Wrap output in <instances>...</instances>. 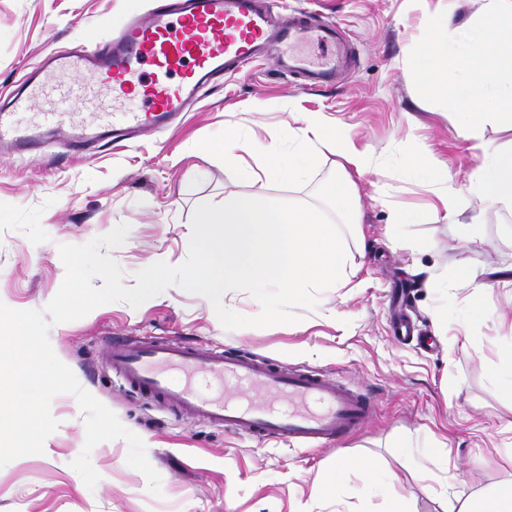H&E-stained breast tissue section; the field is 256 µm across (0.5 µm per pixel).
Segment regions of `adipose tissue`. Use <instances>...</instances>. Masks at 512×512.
Instances as JSON below:
<instances>
[{
	"label": "adipose tissue",
	"mask_w": 512,
	"mask_h": 512,
	"mask_svg": "<svg viewBox=\"0 0 512 512\" xmlns=\"http://www.w3.org/2000/svg\"><path fill=\"white\" fill-rule=\"evenodd\" d=\"M489 2L488 14L473 41L449 39L451 17H436L417 67L440 72L441 80L431 84V91L450 93L460 107L458 136L480 159L468 177L466 193L483 203L512 206V146L492 144L482 135L486 124L512 112V0ZM200 149L223 157L225 164L235 166L246 177L288 183L304 180L324 153L336 155L341 178L332 197L337 212L349 224L357 221L350 206L353 179L370 173L373 167L366 149L358 146L345 128L331 125L325 116L307 112L301 114L298 126L287 127L276 142L261 143L233 127L225 130L222 138L201 143ZM344 472L356 474L366 486L381 479L373 463L343 455L337 458L335 468L319 475L326 495H335L338 476ZM438 493L448 504L446 512H512V480L477 495L444 486Z\"/></svg>",
	"instance_id": "1"
}]
</instances>
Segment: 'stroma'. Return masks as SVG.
Listing matches in <instances>:
<instances>
[{"label":"stroma","instance_id":"35a3bbf8","mask_svg":"<svg viewBox=\"0 0 512 512\" xmlns=\"http://www.w3.org/2000/svg\"><path fill=\"white\" fill-rule=\"evenodd\" d=\"M151 0H0V92L49 51L116 35ZM488 0H283L282 23L311 12L339 27L341 49L308 43L313 62L336 60V83L314 87L271 47L244 72L225 75L182 116L174 129L140 136L77 160L52 143L46 158L0 156V302L41 310L60 289L63 244H84L121 223L125 244L113 251L123 282L156 257L182 264L189 254L191 216L203 203L241 194L311 203L337 173L323 155L301 183L248 180L223 158L198 150L225 125L265 140L281 137L300 112H319L342 125L371 154L372 173L356 179L351 204L359 224L344 230L347 267L358 268L347 293L329 288L314 308L293 307L295 324L225 330L212 303L180 288L134 308L100 306L85 317L53 325L50 344L83 389L139 435L162 478L161 495L127 462L128 445L99 444L91 462L100 476L87 488L72 468L85 441L76 398L51 402L59 426L44 452L0 468V512H381L384 485L366 488L342 476L336 499L314 486L320 470L336 466L338 451L375 461L415 512H444L407 467L396 437L445 440L448 458L435 478L455 477L468 492L512 478L497 449L512 446V394L499 379L500 354L512 346V208L482 211L460 195L449 221L435 187L407 181L408 159L429 155L449 182L463 186L476 158L457 137L459 115L448 97L433 96L416 61L434 16L455 25L479 20ZM262 111L255 112L251 103ZM408 215L404 224L394 212ZM481 223H471L474 214ZM486 285L475 293L466 277ZM403 312L425 336L422 344L394 339ZM178 339L203 349L241 348L286 367H313L375 391L377 414L362 432L320 450L238 436L207 422L172 414L130 391L107 363L104 341Z\"/></svg>","mask_w":512,"mask_h":512}]
</instances>
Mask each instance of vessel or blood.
<instances>
[{
	"label": "vessel or blood",
	"instance_id": "b4317fda",
	"mask_svg": "<svg viewBox=\"0 0 512 512\" xmlns=\"http://www.w3.org/2000/svg\"><path fill=\"white\" fill-rule=\"evenodd\" d=\"M277 42L335 43L305 14L275 29L259 0H154L147 16L93 50L50 53L0 104V154L79 153L128 134L164 130L208 85ZM108 361L131 387L183 415L304 449L342 441L368 422L373 397L312 368L283 367L175 341L115 339Z\"/></svg>",
	"mask_w": 512,
	"mask_h": 512
}]
</instances>
